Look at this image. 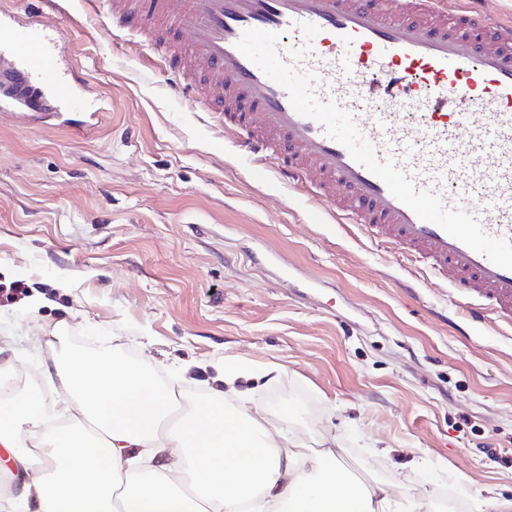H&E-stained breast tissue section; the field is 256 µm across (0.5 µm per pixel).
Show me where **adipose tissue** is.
Wrapping results in <instances>:
<instances>
[{
  "label": "adipose tissue",
  "mask_w": 512,
  "mask_h": 512,
  "mask_svg": "<svg viewBox=\"0 0 512 512\" xmlns=\"http://www.w3.org/2000/svg\"><path fill=\"white\" fill-rule=\"evenodd\" d=\"M49 333L56 399L0 394V475L22 476L0 512H422L271 426L247 405L245 370H218L208 398L182 403L142 364Z\"/></svg>",
  "instance_id": "adipose-tissue-1"
}]
</instances>
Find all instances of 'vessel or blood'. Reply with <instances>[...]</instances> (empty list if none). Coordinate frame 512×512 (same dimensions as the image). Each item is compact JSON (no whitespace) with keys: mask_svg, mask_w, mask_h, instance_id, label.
Here are the masks:
<instances>
[{"mask_svg":"<svg viewBox=\"0 0 512 512\" xmlns=\"http://www.w3.org/2000/svg\"><path fill=\"white\" fill-rule=\"evenodd\" d=\"M91 2L226 116L254 181L512 324V21L486 0ZM80 84L48 20L0 11V112L83 111Z\"/></svg>","mask_w":512,"mask_h":512,"instance_id":"vessel-or-blood-1","label":"vessel or blood"}]
</instances>
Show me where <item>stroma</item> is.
<instances>
[{"label":"stroma","instance_id":"stroma-1","mask_svg":"<svg viewBox=\"0 0 512 512\" xmlns=\"http://www.w3.org/2000/svg\"><path fill=\"white\" fill-rule=\"evenodd\" d=\"M67 63L98 108L88 137L0 115V362L45 389L41 327L205 390L243 365L251 408L340 448L353 478L431 512L512 498V327L439 319L408 262L352 224H313L301 191L254 182L236 139L86 0H56ZM293 205H286L287 197Z\"/></svg>","mask_w":512,"mask_h":512}]
</instances>
